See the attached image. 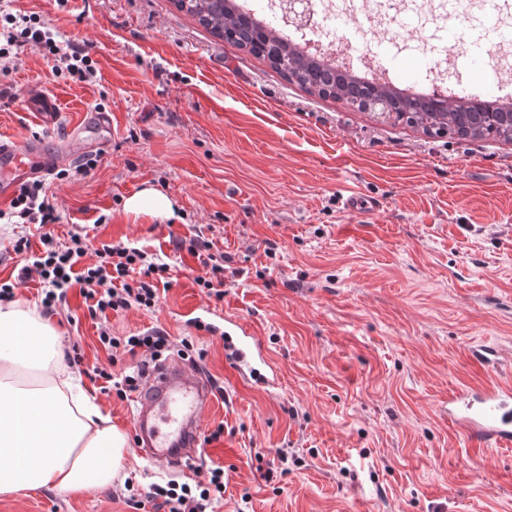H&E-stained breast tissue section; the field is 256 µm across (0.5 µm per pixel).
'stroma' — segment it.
I'll use <instances>...</instances> for the list:
<instances>
[{
  "instance_id": "35a3bbf8",
  "label": "stroma",
  "mask_w": 512,
  "mask_h": 512,
  "mask_svg": "<svg viewBox=\"0 0 512 512\" xmlns=\"http://www.w3.org/2000/svg\"><path fill=\"white\" fill-rule=\"evenodd\" d=\"M0 8L40 15L61 51L93 61L95 76L82 82L26 46L0 73V137L37 131L26 106L35 91L57 104V142L85 111L110 114L97 166L49 181L61 215L54 231L65 243L84 229L171 264L154 310L108 320L118 336L160 327L192 342L215 396L195 462L224 468L214 512H512V447L482 453L446 412L461 390L512 386V141L431 137L310 95L171 0ZM430 35L404 27L382 47L370 34L343 44L376 48L399 78L405 59L426 56ZM147 189L170 199L172 217L128 210ZM351 195L381 206L348 211ZM24 235L31 249L16 253ZM180 241L223 250V300L195 284L202 266ZM39 249L28 225L0 223V283ZM228 317L259 336L271 385L238 379L220 335L194 326ZM49 321L63 350L106 363L78 291ZM480 346L496 351L495 368L472 359ZM81 380L112 426L130 433L133 400ZM176 475L131 448L110 486L0 495V512H161L154 502L135 510L124 480Z\"/></svg>"
}]
</instances>
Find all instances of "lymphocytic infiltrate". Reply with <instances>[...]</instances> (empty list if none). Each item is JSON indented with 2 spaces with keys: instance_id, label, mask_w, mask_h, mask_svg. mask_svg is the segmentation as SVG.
<instances>
[{
  "instance_id": "obj_1",
  "label": "lymphocytic infiltrate",
  "mask_w": 512,
  "mask_h": 512,
  "mask_svg": "<svg viewBox=\"0 0 512 512\" xmlns=\"http://www.w3.org/2000/svg\"><path fill=\"white\" fill-rule=\"evenodd\" d=\"M28 45L48 49L56 64L71 77L84 81L94 74L88 55L78 50L61 52L51 26L39 15H0V67L8 68L12 57ZM9 215L21 223L37 225L41 231L43 250L35 257L34 266L42 284L43 314L65 307L68 293L74 287L79 288L93 317L109 311L157 306L160 287L169 277V264L121 242L89 248L85 235L78 232L71 234L70 245H60L54 234L60 215L42 181L20 188L11 202ZM98 341L105 350L120 348L133 359L117 374L108 366L91 367L95 378L104 380L123 398L139 389L150 361L158 360L172 346L170 336L160 328L116 336L104 325L99 329ZM146 496L161 502L167 512H210L213 503L224 497V469L208 468L203 478L190 483L170 480L150 484Z\"/></svg>"
}]
</instances>
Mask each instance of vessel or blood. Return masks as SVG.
<instances>
[{
    "label": "vessel or blood",
    "instance_id": "1",
    "mask_svg": "<svg viewBox=\"0 0 512 512\" xmlns=\"http://www.w3.org/2000/svg\"><path fill=\"white\" fill-rule=\"evenodd\" d=\"M506 2L482 0L481 13L475 16L462 12L461 0H449L443 7L450 20L449 45L465 50L486 39ZM29 108L45 127H53L58 120L56 103L45 93L33 94ZM85 148L76 136L51 150L39 137L0 138V204L10 201L22 185L47 177L64 157L80 156ZM224 350L235 371L257 374L267 366L260 339L245 323L225 320ZM134 400L133 436L141 455L172 466L194 456L201 443L200 421L213 404L211 387L195 367L170 362L157 366ZM448 417L486 450L512 447L510 387L454 394L448 399Z\"/></svg>",
    "mask_w": 512,
    "mask_h": 512
}]
</instances>
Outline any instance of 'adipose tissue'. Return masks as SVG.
<instances>
[{"label":"adipose tissue","instance_id":"1","mask_svg":"<svg viewBox=\"0 0 512 512\" xmlns=\"http://www.w3.org/2000/svg\"><path fill=\"white\" fill-rule=\"evenodd\" d=\"M59 356L35 310L0 308V494L87 490L119 476L126 438Z\"/></svg>","mask_w":512,"mask_h":512}]
</instances>
